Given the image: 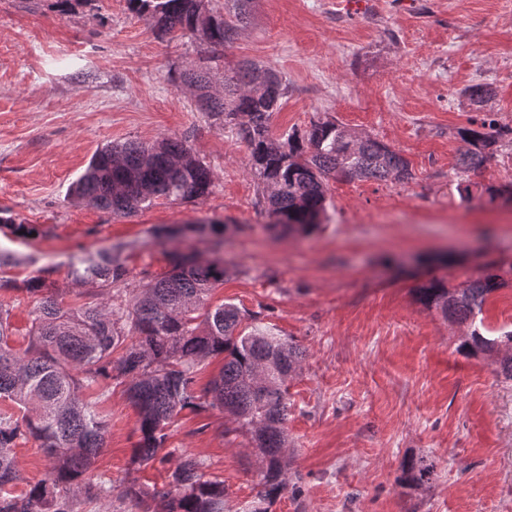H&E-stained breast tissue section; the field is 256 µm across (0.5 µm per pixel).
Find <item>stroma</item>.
Here are the masks:
<instances>
[{"label":"stroma","mask_w":512,"mask_h":512,"mask_svg":"<svg viewBox=\"0 0 512 512\" xmlns=\"http://www.w3.org/2000/svg\"><path fill=\"white\" fill-rule=\"evenodd\" d=\"M254 60L288 92L274 133L329 115L400 150L413 178L328 183L322 228L278 236L266 227L247 150L199 111L174 74H224ZM493 91L485 103L465 88ZM490 114L512 127V0H252L233 43L159 38L127 0H0V212L35 235L0 227L8 277L71 282L74 258L118 253L135 286L170 269V230L212 259L186 225L224 224L227 267L213 303L237 305L244 326L269 328L305 353L288 382V488L271 512H512V380L499 353L466 354L469 325L416 299L419 281L456 286L484 262L512 260V211L462 202L460 127ZM187 139L215 173L194 202L158 200L121 217L68 190L107 143ZM468 183L512 184L504 139ZM109 421L95 478L163 486L181 453L223 479L224 512L257 491L251 437L224 411L183 410L165 463L131 465L137 413L123 387L101 397ZM429 456V483L402 486L404 463Z\"/></svg>","instance_id":"obj_1"}]
</instances>
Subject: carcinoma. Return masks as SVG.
<instances>
[{
    "mask_svg": "<svg viewBox=\"0 0 512 512\" xmlns=\"http://www.w3.org/2000/svg\"><path fill=\"white\" fill-rule=\"evenodd\" d=\"M130 10L155 19L163 37L204 40L215 47L234 41L247 20L250 0H127ZM172 80L192 87L201 110L231 127L246 146L250 170L265 204L269 227L286 235H308L323 224L327 184L334 180L412 179L410 162L383 141L319 117L302 132L282 140L272 131V116L287 86L276 73L251 61L224 75V94L211 93L207 67ZM465 150L457 165L480 169L496 145L512 137V127L484 118L458 131ZM214 172L197 158L185 139L163 137L151 144H107L92 156L72 188L73 196L97 209L128 216L158 199L194 201L207 196ZM201 238L224 244L219 221L191 224ZM171 269L135 288L117 257H85L72 264L74 281L94 283L89 293H68L44 279L21 283L0 274V292L21 291L32 299L31 326L15 338L14 306L0 300V400L15 412L0 413V512H82L80 505L112 500V482L94 481L92 467L105 448L109 423L86 392L125 387L138 414L139 439L132 463L158 457L175 417L204 404L231 414L253 438L260 458L257 501L249 512H268L287 488L288 378L301 368L304 352L268 328L242 326L244 316L231 303H210L224 283V260L200 263L193 253L170 254ZM505 263L455 288L430 279L414 288L418 301L456 323L473 322L487 299L504 284ZM512 343V330L488 338L473 330L464 348L493 352ZM223 359L218 375L198 386V372L211 358ZM38 442L47 465L42 477H23L15 448ZM435 465L410 459L404 481L420 486ZM121 499L137 512H224V481L209 478L204 463L191 454L169 472L167 487L150 488L130 480Z\"/></svg>",
    "mask_w": 512,
    "mask_h": 512,
    "instance_id": "obj_1",
    "label": "carcinoma"
}]
</instances>
